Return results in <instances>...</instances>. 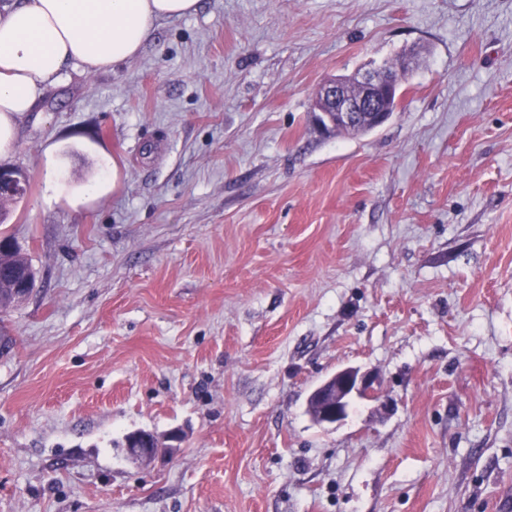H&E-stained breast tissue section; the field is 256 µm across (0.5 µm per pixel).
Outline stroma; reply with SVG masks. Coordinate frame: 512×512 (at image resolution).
<instances>
[{
  "mask_svg": "<svg viewBox=\"0 0 512 512\" xmlns=\"http://www.w3.org/2000/svg\"><path fill=\"white\" fill-rule=\"evenodd\" d=\"M415 50L389 122L333 75ZM0 512H496L512 494V0H200L66 67L0 166ZM380 401L306 413L339 368ZM178 433L133 464L129 433ZM404 56V55H403ZM403 56L395 63L385 62L382 67L394 72L398 69ZM413 58H406L399 68L400 76H404L413 68ZM381 68H372L359 71L353 75V83L357 87V94L351 95L344 90L346 79H337L335 76L324 80L312 105V119L316 128L327 134L336 129V134L373 131L385 123L391 116L383 106L384 101L398 90L400 76ZM397 95L391 97L388 107L395 112L398 106ZM23 186L21 191L17 194V190H19L21 185V177L18 172L8 166H0V211L2 214L3 209L7 208L10 204H14L18 202L20 199L24 198L29 187L28 181L23 176ZM14 194V195H13ZM11 195V196H4ZM5 250L0 248V313L14 306L15 287L18 278L29 276L35 284L36 273L29 260L21 254L7 237L0 239ZM17 289V298L27 299L34 290L29 278H23Z\"/></svg>",
  "mask_w": 512,
  "mask_h": 512,
  "instance_id": "stroma-1",
  "label": "stroma"
}]
</instances>
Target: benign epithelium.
I'll list each match as a JSON object with an SVG mask.
<instances>
[{
    "label": "benign epithelium",
    "instance_id": "obj_1",
    "mask_svg": "<svg viewBox=\"0 0 512 512\" xmlns=\"http://www.w3.org/2000/svg\"><path fill=\"white\" fill-rule=\"evenodd\" d=\"M400 78L387 70L372 68L353 75L357 94L344 90L345 80L335 77L324 80L312 105L316 128L327 134L337 129L352 132L373 131L387 123L392 113L383 103L398 90ZM21 177L8 166H0V195H13L19 190ZM375 379L369 372L346 366L320 382L312 391L321 404L315 423L321 426L342 421L348 414L353 398L378 399ZM165 448L156 434L133 433L127 455L134 463L148 464Z\"/></svg>",
    "mask_w": 512,
    "mask_h": 512
}]
</instances>
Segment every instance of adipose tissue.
Masks as SVG:
<instances>
[{"label": "adipose tissue", "instance_id": "obj_1", "mask_svg": "<svg viewBox=\"0 0 512 512\" xmlns=\"http://www.w3.org/2000/svg\"><path fill=\"white\" fill-rule=\"evenodd\" d=\"M198 0H16L0 9V154L66 63L109 71L137 58L155 21Z\"/></svg>", "mask_w": 512, "mask_h": 512}]
</instances>
